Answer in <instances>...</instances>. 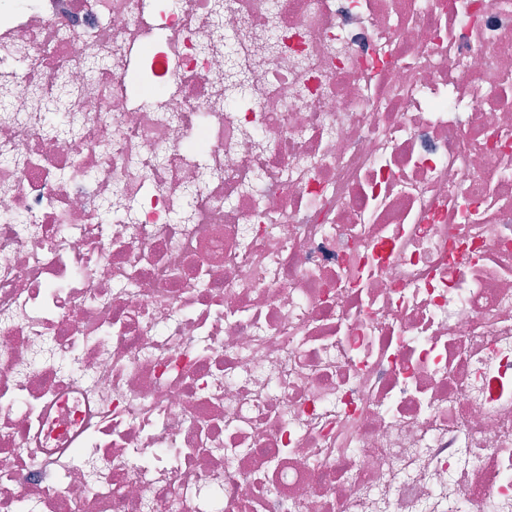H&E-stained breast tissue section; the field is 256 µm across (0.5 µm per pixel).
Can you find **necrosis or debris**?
<instances>
[{
  "instance_id": "obj_1",
  "label": "necrosis or debris",
  "mask_w": 512,
  "mask_h": 512,
  "mask_svg": "<svg viewBox=\"0 0 512 512\" xmlns=\"http://www.w3.org/2000/svg\"><path fill=\"white\" fill-rule=\"evenodd\" d=\"M0 512H512V0H0Z\"/></svg>"
}]
</instances>
